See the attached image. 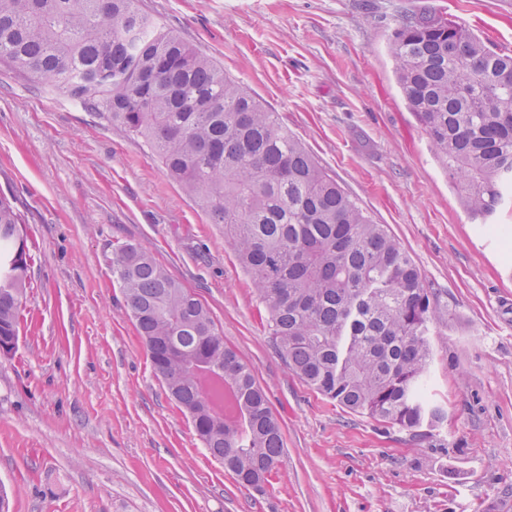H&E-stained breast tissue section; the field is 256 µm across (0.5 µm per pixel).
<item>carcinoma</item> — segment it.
Returning a JSON list of instances; mask_svg holds the SVG:
<instances>
[{
  "mask_svg": "<svg viewBox=\"0 0 512 512\" xmlns=\"http://www.w3.org/2000/svg\"><path fill=\"white\" fill-rule=\"evenodd\" d=\"M390 55L402 94L468 210L512 188V54L460 21L408 16ZM0 64L41 79L144 138L214 224L268 312L288 367L352 412L415 432L448 411L423 395L447 309L387 225L376 223L256 97L160 28L141 0H0ZM33 258L0 197V349L18 338ZM112 271L152 367L209 454L242 486L267 480L283 437L263 388L224 346L211 310L150 251L127 242ZM232 399L230 418L224 411Z\"/></svg>",
  "mask_w": 512,
  "mask_h": 512,
  "instance_id": "1",
  "label": "carcinoma"
}]
</instances>
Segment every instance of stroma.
Returning <instances> with one entry per match:
<instances>
[{
	"mask_svg": "<svg viewBox=\"0 0 512 512\" xmlns=\"http://www.w3.org/2000/svg\"><path fill=\"white\" fill-rule=\"evenodd\" d=\"M162 27L249 88L409 252L448 320L411 433L292 373L248 275L158 155L78 100L0 67V196L34 262L15 350L0 355L7 512H512V197L475 217L406 106L389 43L406 14L463 22L512 52V0H143ZM139 242L213 315L284 441L239 486L156 376L112 272Z\"/></svg>",
	"mask_w": 512,
	"mask_h": 512,
	"instance_id": "obj_1",
	"label": "stroma"
}]
</instances>
